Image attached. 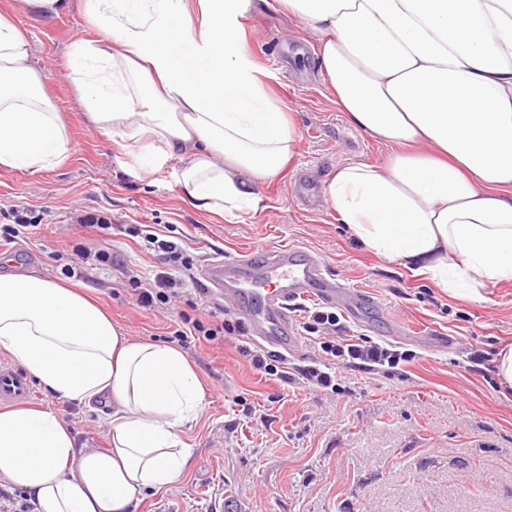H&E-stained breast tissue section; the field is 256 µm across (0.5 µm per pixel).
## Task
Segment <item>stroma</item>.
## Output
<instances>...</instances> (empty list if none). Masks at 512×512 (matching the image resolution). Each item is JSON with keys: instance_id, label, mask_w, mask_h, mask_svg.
<instances>
[{"instance_id": "stroma-1", "label": "stroma", "mask_w": 512, "mask_h": 512, "mask_svg": "<svg viewBox=\"0 0 512 512\" xmlns=\"http://www.w3.org/2000/svg\"><path fill=\"white\" fill-rule=\"evenodd\" d=\"M0 11L15 14L47 66L72 147L70 162L56 170L0 171V227L17 213L34 225L0 245V274L35 270L82 289L128 336L163 344L188 302L137 306L130 280L155 273L158 262L122 225L178 243L197 267L215 253L297 244L318 253L338 282L373 296L356 320L335 306L343 336L413 355L395 369L337 364L336 389L318 390L296 376L326 358L296 310L301 349L285 360L296 376L288 384L252 367L246 325L211 298L212 314L230 331L182 348L205 386L203 414L187 430L188 473L147 493L136 512H512V387L496 376L498 354L512 347V282L479 287L473 300L454 297L352 237L325 202V183L337 166L385 162L391 148L336 107L315 34L272 5L245 21L246 50L269 72V94L291 112L298 145L287 170L260 188L257 210L224 217L181 200L177 162L143 168L139 145L121 148L89 125L65 75L74 40L92 35L79 10L42 18L0 0ZM85 214L108 218L111 230L83 228L77 218ZM84 247L109 251L111 265L68 278ZM430 336L446 346L427 344ZM477 352L484 364L472 363ZM34 390L33 403L52 408L77 443L108 447L104 414L42 385Z\"/></svg>"}]
</instances>
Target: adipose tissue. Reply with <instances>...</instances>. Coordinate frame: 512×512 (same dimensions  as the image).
I'll return each mask as SVG.
<instances>
[{
  "label": "adipose tissue",
  "instance_id": "adipose-tissue-1",
  "mask_svg": "<svg viewBox=\"0 0 512 512\" xmlns=\"http://www.w3.org/2000/svg\"><path fill=\"white\" fill-rule=\"evenodd\" d=\"M80 2L97 36L69 69L90 124L177 160L195 209L256 210L298 132L245 49L256 0H20L44 16ZM318 39L354 126L392 146L337 168L324 197L376 254L448 293L512 281V0H279ZM27 32L0 12V169L66 165L70 137ZM0 350L53 395L109 411L110 445L78 446L47 407L0 408V485L35 512H134L180 482L183 434L204 410L195 366L135 340L98 304L37 274L0 275Z\"/></svg>",
  "mask_w": 512,
  "mask_h": 512
}]
</instances>
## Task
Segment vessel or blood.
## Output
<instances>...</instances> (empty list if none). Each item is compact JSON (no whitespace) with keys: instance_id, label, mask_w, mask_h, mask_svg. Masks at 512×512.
Here are the masks:
<instances>
[{"instance_id":"b4317fda","label":"vessel or blood","mask_w":512,"mask_h":512,"mask_svg":"<svg viewBox=\"0 0 512 512\" xmlns=\"http://www.w3.org/2000/svg\"><path fill=\"white\" fill-rule=\"evenodd\" d=\"M209 292L224 297L249 321L257 342L293 351L298 343L290 310L296 302L312 298L335 304L348 298L347 309H360L359 291L336 287L325 276L321 257L313 250L280 244L262 250L216 256L199 271ZM34 393L30 378L19 367L0 363V404L25 402Z\"/></svg>"}]
</instances>
